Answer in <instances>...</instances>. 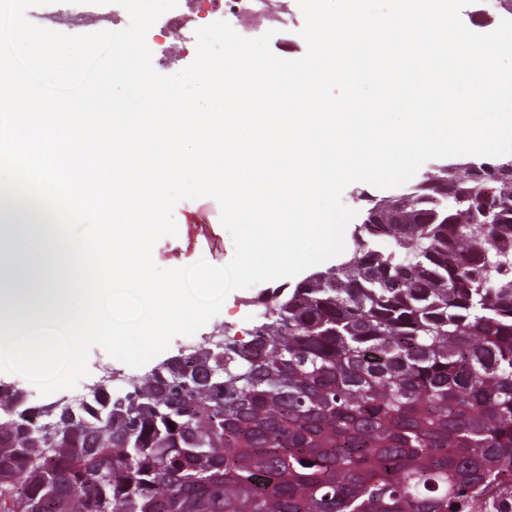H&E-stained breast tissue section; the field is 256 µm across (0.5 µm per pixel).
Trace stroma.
<instances>
[{"label":"stroma","mask_w":512,"mask_h":512,"mask_svg":"<svg viewBox=\"0 0 512 512\" xmlns=\"http://www.w3.org/2000/svg\"><path fill=\"white\" fill-rule=\"evenodd\" d=\"M289 16V23H282V16ZM196 0H178L175 9L160 16L148 31L147 44L151 51L162 53L163 63L159 73L170 75L185 68L186 62L179 53L181 36L193 31L200 23ZM261 31H272L271 50L279 57L297 59L303 56L307 46L299 31L304 17L298 0H271L265 17L257 22ZM206 211L207 219L195 222L197 211ZM174 214L183 218L177 233L157 241L153 248L155 263L163 268H178L193 264L198 257L208 256L213 264L226 265L233 257L234 244L229 232L220 222V207L210 197L179 201ZM259 286L232 291L218 315L201 330L208 336L222 330L241 333L257 322V307L252 299L259 293Z\"/></svg>","instance_id":"stroma-1"}]
</instances>
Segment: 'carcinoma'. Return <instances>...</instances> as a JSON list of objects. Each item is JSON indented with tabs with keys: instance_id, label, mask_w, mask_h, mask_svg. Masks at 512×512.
Here are the masks:
<instances>
[{
	"instance_id": "cac0c4a2",
	"label": "carcinoma",
	"mask_w": 512,
	"mask_h": 512,
	"mask_svg": "<svg viewBox=\"0 0 512 512\" xmlns=\"http://www.w3.org/2000/svg\"><path fill=\"white\" fill-rule=\"evenodd\" d=\"M478 166L60 429L0 387V512H512V158Z\"/></svg>"
}]
</instances>
